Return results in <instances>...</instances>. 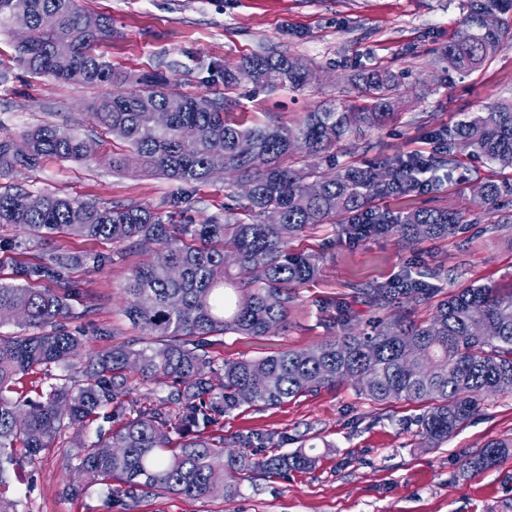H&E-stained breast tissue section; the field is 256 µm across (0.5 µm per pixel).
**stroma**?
I'll use <instances>...</instances> for the list:
<instances>
[{
  "mask_svg": "<svg viewBox=\"0 0 512 512\" xmlns=\"http://www.w3.org/2000/svg\"><path fill=\"white\" fill-rule=\"evenodd\" d=\"M466 0H84L91 13L110 16L112 36L98 48L114 67L139 74L160 71L185 92L225 98L230 121L293 127L320 106L361 105L353 78L364 69L407 72L405 103L387 126L353 135L335 148L336 162L363 164L395 154L429 156L430 131L483 111L497 97H512V42L469 74L449 71L442 48L460 28ZM17 35L0 31V65L11 66L0 83V139L19 140L38 124H65L98 137L84 121L100 88L66 85L15 66ZM301 58L313 79L303 91L259 90L246 81L225 90L223 67L258 53ZM105 141L95 160H43L0 176V192H58L100 206L137 204L174 213L177 223L199 224L224 213V180L186 185L136 169L112 171L106 154L124 152ZM500 166L475 159L438 191H414L384 199L399 213L420 207L461 212L465 222L445 239L406 243L394 237H347L337 224L303 232L291 246L318 256L319 273L301 286L286 328L261 337L227 334L208 347L216 366L239 359L302 350L341 335L345 324L369 332L381 319L370 307V288L395 282L422 264L441 267L432 280L439 295L472 285L512 289V202L488 213L474 201L475 184L497 178ZM99 256L100 265L65 272L76 293L73 327L84 334L77 358L132 344L139 332L124 317V290L144 258L140 248L102 239L58 234L43 240L0 225V279L11 280L16 263L43 252ZM421 407L402 401L377 404L351 382L307 393L274 407L241 405L221 417L215 431L225 442L262 435L267 453L308 449L317 463L287 475L236 476L232 498H144L135 512H512V457L472 478L462 473L466 453L488 441L512 438V392L491 394L479 412L448 441L424 447L417 433ZM97 418L95 427L67 430L39 463L12 477L8 496L16 512H116L90 488L62 492V479L78 465L80 443L96 428L118 426Z\"/></svg>",
  "mask_w": 512,
  "mask_h": 512,
  "instance_id": "1",
  "label": "stroma"
}]
</instances>
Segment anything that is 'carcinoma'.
Returning a JSON list of instances; mask_svg holds the SVG:
<instances>
[{
  "instance_id": "1",
  "label": "carcinoma",
  "mask_w": 512,
  "mask_h": 512,
  "mask_svg": "<svg viewBox=\"0 0 512 512\" xmlns=\"http://www.w3.org/2000/svg\"><path fill=\"white\" fill-rule=\"evenodd\" d=\"M511 10L512 0H468L461 30L442 49L448 69L468 73L487 65L503 41H512V24L503 18ZM87 14L81 0H0V30L28 31L29 38L16 43L14 60L30 74L109 88L89 105L85 119L124 143L140 169L203 184L222 168L228 202L222 217L176 224L173 215L140 205L101 207L42 192L24 194L28 203L21 207L17 194L0 193L1 225L41 237L71 234L131 248L147 241L156 246L126 288L124 314L141 332L140 347L98 352L79 371L73 357L84 341L68 326L73 288L64 271L82 257L47 251L36 262L17 264L14 282L0 283V327L20 328L0 334V487L8 482L16 452L33 464L64 431L88 426L102 410L120 409L132 371L167 393L77 450L88 485L99 487L120 512L153 495L204 499L220 492L229 498L239 489L226 481L228 474L281 475L314 464L301 448L272 455L224 451V437L205 429L245 403L277 406L370 372L372 384L360 391L378 403L425 405L419 436L436 448L479 411L484 395L512 391V292L484 286L441 300L426 323L396 310L372 334L347 326L342 335L306 350L226 361L219 384L206 351L212 336H265L285 324L298 288L319 272L315 255L290 248V240L306 229L341 224L346 234L358 236L368 225L373 233L407 242L455 234L461 213L421 208L398 215L374 202L438 189L439 181L423 182L418 175L427 169L450 179L463 153L512 168L511 98L440 130L438 147L423 165L411 156H392L377 167L347 164L330 174L285 167L281 160L299 144L312 154L327 152L363 128L383 126L404 98L406 74L374 69L360 75V107L317 108L293 128L244 127L224 119L222 101L188 94L161 73L136 76L105 61L96 47L112 35V21L100 15L98 28L88 31ZM46 15L56 17L55 27H43ZM240 71L251 73V83L261 89L298 90L307 85L309 68L297 57L257 54L224 69V89L236 87ZM157 112L168 114L166 125L156 123ZM216 136L224 140L221 155L211 151ZM22 139L29 145L26 154L14 152L13 141L0 140V175L19 165L34 168L45 158L83 161L95 155L87 148L95 142L64 125H40ZM244 183L252 191L241 196L237 188ZM509 197L512 176L477 191L488 211ZM435 276L428 266L409 271L399 288H374L372 305L385 310L400 297L427 302L436 296L428 283ZM41 280L56 287H34ZM53 368L63 372L62 384L49 386L42 400L10 396L24 376ZM169 404L193 433L176 446L165 432ZM511 455L512 439L492 440L465 457L462 471L482 473Z\"/></svg>"
}]
</instances>
